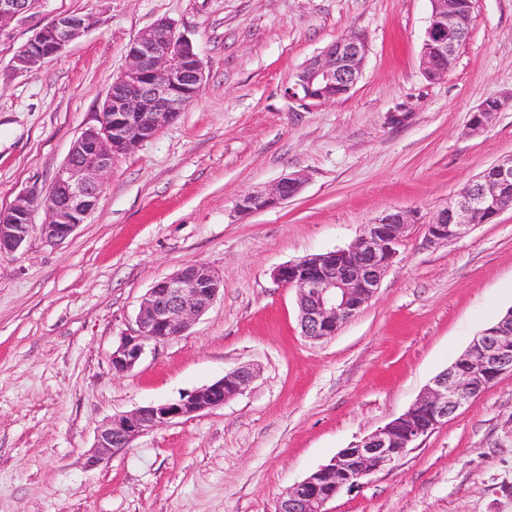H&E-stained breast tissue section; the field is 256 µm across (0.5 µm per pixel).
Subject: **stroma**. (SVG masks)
Masks as SVG:
<instances>
[{
  "label": "stroma",
  "mask_w": 512,
  "mask_h": 512,
  "mask_svg": "<svg viewBox=\"0 0 512 512\" xmlns=\"http://www.w3.org/2000/svg\"><path fill=\"white\" fill-rule=\"evenodd\" d=\"M431 0H42L0 37V69L55 14L92 26L52 62L0 82V209L46 190L94 125L125 47L174 20L205 64L198 99L115 160L63 244L0 257V512H274L280 494L405 412L512 308V209L440 246L426 225L512 155V0H473L446 78L421 48ZM368 44L346 96L313 109L284 88L350 31ZM504 100L481 135L471 112ZM303 189L241 213L239 195ZM417 217L374 298L335 336L301 332L274 269L344 248L381 214ZM204 264L224 280L177 338L118 376L110 354L160 278ZM224 406L143 434L89 467L97 427L174 401L241 365ZM326 512H512V375ZM303 180L297 174L280 179L267 191H249L241 194L236 208L243 213H253L271 208L296 196L302 189Z\"/></svg>",
  "instance_id": "35a3bbf8"
}]
</instances>
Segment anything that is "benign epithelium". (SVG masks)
I'll return each instance as SVG.
<instances>
[{
  "label": "benign epithelium",
  "instance_id": "obj_1",
  "mask_svg": "<svg viewBox=\"0 0 512 512\" xmlns=\"http://www.w3.org/2000/svg\"><path fill=\"white\" fill-rule=\"evenodd\" d=\"M39 0H0V36L12 22L26 17ZM92 25L88 17L59 14L36 28L21 44L9 72L18 75L54 60ZM464 34L456 24L451 0H432V13L421 51L426 76L435 80L451 69ZM368 47L358 32L347 33L307 61L284 89L285 96L311 109L336 99L332 91H351L362 75ZM126 64L113 79L97 124L74 141L50 190L53 201L42 202L43 192L20 194L0 210V256H12L39 230L43 241L55 246L68 239L95 208L105 189V176L118 157L134 152L171 125L186 105L199 96L205 67L190 38L174 21L161 18L144 29L125 48ZM470 115L469 133L482 134L505 102L491 98ZM491 176L480 177L440 209L426 225L427 243L437 245L468 236L476 217L489 222L508 209L500 191L512 183V157L490 167ZM303 180L297 174L280 179L267 191L241 194L236 208L253 213L296 196ZM43 210L47 219L33 223ZM407 210L386 212L345 248L307 256L277 267L274 279L297 292L302 335L319 341L336 335L377 292L381 280L398 256V247L411 224ZM223 281L204 264H189L154 283L143 299L136 328L120 337L112 349V371H132L151 346L181 336L214 302ZM512 375V309L492 327L474 337L459 363L437 374L406 412L343 448L327 464L287 488L276 512H325V504L342 491L363 485L371 474L385 470L404 457L415 443L448 422L472 398L503 375ZM254 374L242 365L210 385L175 401L153 403L116 416L96 431L87 459L98 466L110 453L130 446L144 433L182 418L219 408L244 392Z\"/></svg>",
  "mask_w": 512,
  "mask_h": 512
}]
</instances>
